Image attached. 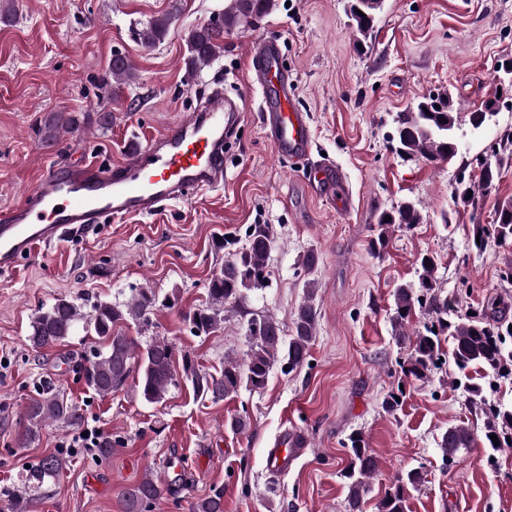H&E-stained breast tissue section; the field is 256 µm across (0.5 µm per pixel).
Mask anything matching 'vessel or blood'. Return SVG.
Instances as JSON below:
<instances>
[{"label":"vessel or blood","instance_id":"vessel-or-blood-1","mask_svg":"<svg viewBox=\"0 0 512 512\" xmlns=\"http://www.w3.org/2000/svg\"><path fill=\"white\" fill-rule=\"evenodd\" d=\"M251 83L260 92L258 110L278 155L303 161L312 151L310 119L296 109L293 87L280 45L259 38L246 51ZM213 101L194 117L177 122L160 139L138 146L106 178L89 162L75 173L49 175L0 216V272L14 271L20 260L44 250L90 225L152 214L163 200H188L224 180V156L218 144L232 136L242 118L240 104L211 92ZM309 188L319 197H341L345 184L339 170L318 162ZM307 440L287 430L279 447L270 449L267 467L278 475L302 454Z\"/></svg>","mask_w":512,"mask_h":512}]
</instances>
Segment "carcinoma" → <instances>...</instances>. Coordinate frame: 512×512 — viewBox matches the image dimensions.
Returning <instances> with one entry per match:
<instances>
[{"label":"carcinoma","instance_id":"1","mask_svg":"<svg viewBox=\"0 0 512 512\" xmlns=\"http://www.w3.org/2000/svg\"><path fill=\"white\" fill-rule=\"evenodd\" d=\"M382 2L348 0L347 9L359 34L365 36L372 31ZM274 8L275 0H226L219 21L198 25L189 32L186 67L196 72L210 66L224 50V33L253 27ZM174 21L175 16L170 13L148 21L138 31L140 43L146 48L156 47L165 40ZM132 77L130 59L121 54L114 55L108 75L99 85L100 96H117L114 85H121ZM457 125L458 112L451 96L432 95L400 114L390 142L403 158L421 159L430 164L449 163L459 152L455 135ZM479 168L477 180L467 175L464 169L457 176L454 197L464 207L475 206L478 194L492 189L499 179L498 162L486 158L479 162ZM387 217L390 218L388 222L385 221ZM422 220L420 208L410 200L380 212L376 219L377 234L371 240L372 251L377 255L384 252L392 229L419 224ZM246 234L247 243L229 254L224 266L210 278L205 304L184 314L192 335L209 336L223 329L224 306L241 300L245 292L261 288L266 283L268 260L275 246L273 227L252 224ZM473 235L480 236V242H472L479 253L486 251L492 239L499 242L512 240V200L499 206L494 223L474 225ZM416 264L417 283L396 287L391 311L394 339L406 351L402 363L405 376L421 382L429 379L439 360L443 336L452 338L451 357L458 369L474 366L494 378L507 375V368H512V363L504 348L502 323L479 313L449 317L454 304L439 289L434 258L422 255L416 259ZM316 297V284L306 283L303 301L288 335L271 317L250 319L246 327L249 339L246 358L242 361L225 359L224 368L215 374L200 370L190 353L177 350L164 338L141 343L119 328V324L129 320L143 325L150 323L158 303L155 291L150 288L132 289L130 298L122 304L100 300L88 312L74 299L59 298L35 311L26 341L32 349L39 350L61 343L79 331L102 340V347L86 359L85 367L88 387L102 397L122 388L136 370L140 394L150 404L162 402L171 389L183 382L191 385L196 396L219 402L238 395L243 389H264L271 371L278 364L294 370L307 361L319 324ZM418 309L428 316V323L423 329L411 332L408 324ZM463 390L474 407L486 405L484 384L470 379L463 384ZM81 419L77 407L64 399L50 379L43 381L21 416L24 435L29 441L39 438L42 427L50 422L73 427ZM492 434L497 435L499 447L512 448V410L491 408L486 412L483 442L489 448L494 447ZM474 445L473 431L465 426H455L442 435L440 449L443 455L454 457ZM344 448L347 449V464L341 477L348 488L346 512H363L364 496L377 472L378 459L360 432L350 434ZM65 467L66 460L62 456H44L11 495L12 512H29L27 492L56 480ZM423 482V473L415 469L398 476L378 500L377 512H405L408 497L419 490ZM161 495L159 481L147 474L125 490L124 512H153ZM195 510L224 512L222 493L216 491L198 501Z\"/></svg>","mask_w":512,"mask_h":512}]
</instances>
